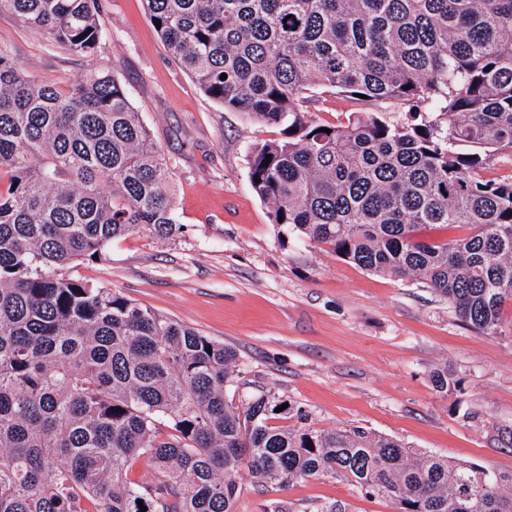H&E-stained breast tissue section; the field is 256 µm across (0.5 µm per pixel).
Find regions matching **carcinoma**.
Returning <instances> with one entry per match:
<instances>
[{"instance_id":"1","label":"carcinoma","mask_w":512,"mask_h":512,"mask_svg":"<svg viewBox=\"0 0 512 512\" xmlns=\"http://www.w3.org/2000/svg\"><path fill=\"white\" fill-rule=\"evenodd\" d=\"M145 6L204 96L281 128L248 156L272 223L501 333L512 180L484 173L512 151V0ZM100 8L0 0V15L92 62L61 88L0 48V512H234L244 467L282 491L340 477L393 512H512V474L316 428L275 393L227 399L232 349L65 274L115 239L180 230L172 164L100 55ZM333 98L352 108L330 122ZM448 228L464 234L421 236ZM431 382L460 389L446 368ZM139 460L152 480L128 478Z\"/></svg>"}]
</instances>
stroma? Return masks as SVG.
Segmentation results:
<instances>
[{
  "label": "stroma",
  "mask_w": 512,
  "mask_h": 512,
  "mask_svg": "<svg viewBox=\"0 0 512 512\" xmlns=\"http://www.w3.org/2000/svg\"><path fill=\"white\" fill-rule=\"evenodd\" d=\"M110 59L174 172L179 232L114 240L75 268L237 353L226 396L271 391L324 429L362 426L455 461L512 473V330L487 336L412 279L368 272L288 232L251 188L247 155L279 128L206 98L170 58L143 0H102ZM0 47L39 80L62 84L85 59L0 15ZM460 391L442 395L432 371ZM392 512L347 481L257 488L240 473L235 512Z\"/></svg>",
  "instance_id": "obj_1"
}]
</instances>
